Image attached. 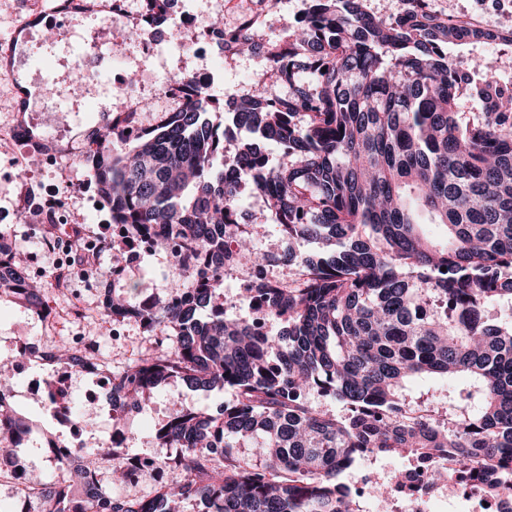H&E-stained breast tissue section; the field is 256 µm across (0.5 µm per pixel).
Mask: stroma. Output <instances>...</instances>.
Masks as SVG:
<instances>
[{
    "label": "stroma",
    "mask_w": 512,
    "mask_h": 512,
    "mask_svg": "<svg viewBox=\"0 0 512 512\" xmlns=\"http://www.w3.org/2000/svg\"><path fill=\"white\" fill-rule=\"evenodd\" d=\"M432 11L456 18H470L488 28L512 27V0H428ZM307 7V0H224V27L237 29L256 17L265 18L266 26L255 38L256 49L247 50L225 60L211 88L219 99H228L252 92L267 70V53L287 35ZM48 37L37 33L16 49L18 61L11 71L0 72V231L6 232L19 255L31 256L38 268L46 290L52 317L41 322L18 299L0 297V344L46 332L55 345L74 343L78 336L92 333L97 352L111 366L121 372L137 358L157 347V336L146 333L138 322L124 321L114 326L103 314L96 289L76 282L70 288H60L54 259L41 251L39 238L31 227L44 223L43 215L21 209L24 197L49 190L60 181L69 188L62 194L63 206L76 224L96 227L110 222L108 210H98L87 201L97 194L87 169L73 159L64 157L54 166H43L39 155L23 154L21 146L11 141L7 133L16 116L13 99L24 98L31 106L23 117L30 139H49L68 135L73 116L57 111L61 95L67 94L75 78L70 64L82 45L77 40H64L55 53H47L43 45ZM123 61L127 71L138 78H151L154 85L165 84L177 74L192 75L202 68L192 52L182 50L176 43L165 44L158 55L143 59L124 44ZM264 199L250 191H242L238 201V222L249 233L254 247L262 252L280 254L289 246L281 227L266 222ZM130 251L122 239H115L111 248L99 255V266L104 282H111L113 273H121V288L140 299L150 295H164L168 291L186 290L192 282L173 265L163 248L143 253L140 260L129 259ZM230 391L209 394L195 392L177 384L154 392L141 416L126 418L113 424L108 408H101L95 424L87 429V445L97 449L107 440L111 430L126 437L127 456L148 455L155 448V435L178 408L214 410L230 401Z\"/></svg>",
    "instance_id": "stroma-1"
}]
</instances>
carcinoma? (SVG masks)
<instances>
[{"instance_id": "cac0c4a2", "label": "carcinoma", "mask_w": 512, "mask_h": 512, "mask_svg": "<svg viewBox=\"0 0 512 512\" xmlns=\"http://www.w3.org/2000/svg\"><path fill=\"white\" fill-rule=\"evenodd\" d=\"M496 44L495 59L462 69L448 46ZM512 57V29L450 19L427 0H406L377 17L364 0H310L298 25L268 57L281 95L233 99V126L279 144L270 162L251 139L224 154L229 128L210 121L202 90L155 126L136 113L107 112L98 149L83 160L112 223L135 236L177 245L197 274L194 290L146 304L105 289V315L164 326L172 345L112 378L128 405L181 383L229 390L215 412L180 409L156 436L155 460L174 470L148 503L114 497L111 512H363L345 481L358 459L400 457L427 464L440 485L451 460L487 479L491 495H512V84L498 80ZM129 151L114 153V142ZM263 197L270 219L295 242L316 244L276 256L241 236L227 248L239 192ZM296 270L288 284L251 289L284 322L276 336L224 318L217 303L227 266ZM0 245V294L38 314L46 297ZM96 357L93 344L57 350L61 363ZM463 376L461 385L452 380ZM448 383L444 418L412 387ZM342 402L340 417L311 395ZM35 424L0 402L1 456L13 458ZM240 448L250 449L245 455ZM127 482L119 448L86 454L70 485L48 478L40 512H99L76 500L104 454Z\"/></svg>"}]
</instances>
